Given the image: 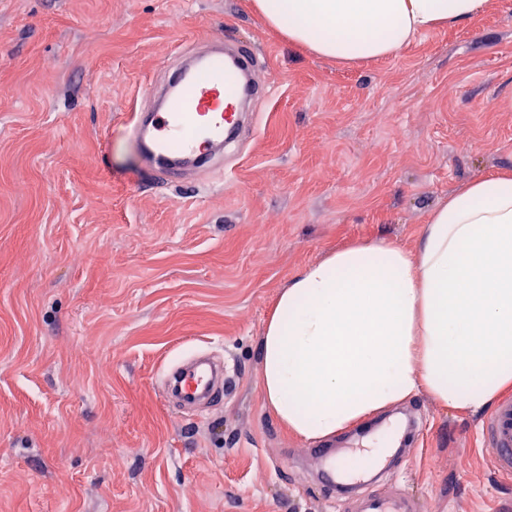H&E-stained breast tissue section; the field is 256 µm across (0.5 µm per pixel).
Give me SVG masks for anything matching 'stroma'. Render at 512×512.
<instances>
[{"label": "stroma", "instance_id": "1", "mask_svg": "<svg viewBox=\"0 0 512 512\" xmlns=\"http://www.w3.org/2000/svg\"><path fill=\"white\" fill-rule=\"evenodd\" d=\"M209 33L271 86L217 175L144 169L127 119ZM512 169V0L344 66L289 45L251 0H0V512H355L266 407L260 341L300 269L353 242L415 251L432 208ZM226 358L184 414L166 367ZM406 414L405 472L367 493L419 512H512L485 410L421 391L328 439L363 449Z\"/></svg>", "mask_w": 512, "mask_h": 512}]
</instances>
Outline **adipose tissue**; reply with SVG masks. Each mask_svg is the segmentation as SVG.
<instances>
[{
	"label": "adipose tissue",
	"mask_w": 512,
	"mask_h": 512,
	"mask_svg": "<svg viewBox=\"0 0 512 512\" xmlns=\"http://www.w3.org/2000/svg\"><path fill=\"white\" fill-rule=\"evenodd\" d=\"M288 44L354 64L468 20L485 0H251ZM266 406L318 442L418 390L463 410L512 391V172L431 211L415 251L355 243L298 272L261 346Z\"/></svg>",
	"instance_id": "ef3b65f1"
}]
</instances>
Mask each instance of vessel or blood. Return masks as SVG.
Segmentation results:
<instances>
[{
	"instance_id": "b4317fda",
	"label": "vessel or blood",
	"mask_w": 512,
	"mask_h": 512,
	"mask_svg": "<svg viewBox=\"0 0 512 512\" xmlns=\"http://www.w3.org/2000/svg\"><path fill=\"white\" fill-rule=\"evenodd\" d=\"M255 61V53L246 46L228 49L223 38H199L168 83L149 88L151 108L130 116L131 131L142 145L146 163L171 176L189 166L221 169L225 148L237 142L243 126L257 122V113L245 112L246 100L269 91L253 80ZM222 374L221 366L201 360L167 371L162 389L193 406L215 393ZM483 437L496 472L511 477L512 398L499 401L487 413ZM359 512H411V504L402 496L370 495L362 499Z\"/></svg>"
}]
</instances>
